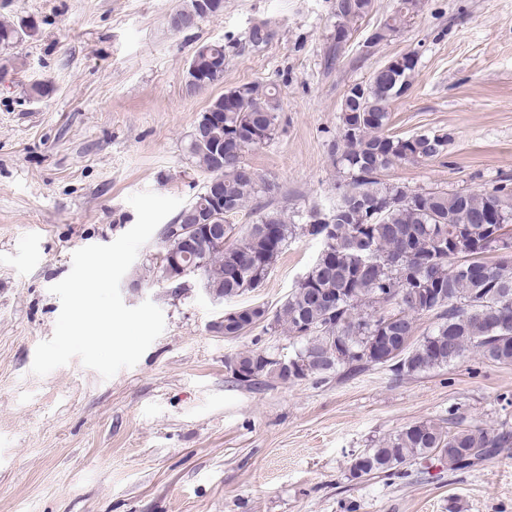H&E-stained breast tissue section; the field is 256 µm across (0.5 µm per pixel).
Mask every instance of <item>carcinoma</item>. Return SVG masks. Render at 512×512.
I'll list each match as a JSON object with an SVG mask.
<instances>
[{"mask_svg": "<svg viewBox=\"0 0 512 512\" xmlns=\"http://www.w3.org/2000/svg\"><path fill=\"white\" fill-rule=\"evenodd\" d=\"M419 0H398L395 10L376 28L377 42L395 36L418 12ZM374 8V0H335L336 28L347 33ZM34 27L0 22V44L31 36ZM273 36L255 25L253 47ZM415 66L399 70L388 61L365 83L366 95H346L340 108L341 135L334 153L344 174L332 208L335 233L314 224H288L276 212L228 245L202 240L204 266L212 292L229 300L258 288L300 229L322 243L315 263L269 318L264 307H243L246 319L226 332L233 338L253 326L272 321L286 328L293 351L286 356L300 371L288 379L277 372L275 356L261 350L242 351L234 359L262 377L284 382L332 375L358 374L388 366L397 377L444 368L470 355L496 365H512V259L483 261L492 251L488 230L512 232V178L504 177L480 193L415 191L383 183L380 176L405 162L432 161L451 141L445 132L408 138L386 133L391 102L405 93ZM186 88L199 91L224 79V69L202 71ZM276 91L246 83L212 99L206 111L223 118L206 127L203 141L190 139L188 150L209 173L202 190L186 205L208 202L210 185L224 187L230 207L212 223L223 224L242 211L258 193V177L244 154L266 144L276 130ZM430 314L433 328L414 339V317ZM448 429L430 421L412 423L356 456L354 478L405 475L406 465L438 457L448 470H469L512 450V430L464 426L448 418Z\"/></svg>", "mask_w": 512, "mask_h": 512, "instance_id": "1", "label": "carcinoma"}]
</instances>
